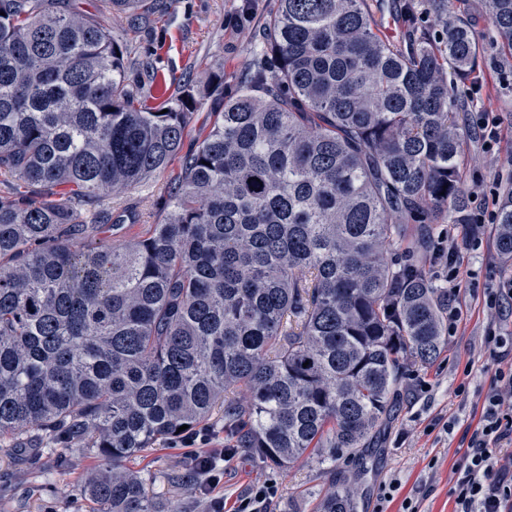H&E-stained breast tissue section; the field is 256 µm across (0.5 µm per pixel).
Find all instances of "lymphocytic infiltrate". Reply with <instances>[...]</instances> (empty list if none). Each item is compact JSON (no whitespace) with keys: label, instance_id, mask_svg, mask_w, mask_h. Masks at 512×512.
I'll use <instances>...</instances> for the list:
<instances>
[{"label":"lymphocytic infiltrate","instance_id":"lymphocytic-infiltrate-1","mask_svg":"<svg viewBox=\"0 0 512 512\" xmlns=\"http://www.w3.org/2000/svg\"><path fill=\"white\" fill-rule=\"evenodd\" d=\"M484 343L498 367L476 427L464 430L460 440L464 450L454 469L453 512H512V462L500 456L503 443L512 442V351L505 349L493 327L487 329ZM212 440L210 431L202 429L185 435L180 445L200 478L204 512H224L223 500L211 495L224 475L219 464L224 451L212 447Z\"/></svg>","mask_w":512,"mask_h":512}]
</instances>
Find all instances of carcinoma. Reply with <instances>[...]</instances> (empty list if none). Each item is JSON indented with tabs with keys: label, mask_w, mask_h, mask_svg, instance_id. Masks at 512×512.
Masks as SVG:
<instances>
[{
	"label": "carcinoma",
	"mask_w": 512,
	"mask_h": 512,
	"mask_svg": "<svg viewBox=\"0 0 512 512\" xmlns=\"http://www.w3.org/2000/svg\"><path fill=\"white\" fill-rule=\"evenodd\" d=\"M135 13L147 0H108ZM512 51V0H486ZM383 38L369 0H275L237 94L188 150L197 93L145 112L112 34L66 0H0V444L84 448L89 512H155L126 463L224 422L281 470L370 447L397 386L448 344L436 224H474L448 83L484 60L452 0ZM182 170L121 244L90 211ZM512 257V189L496 215ZM331 480L317 512H356Z\"/></svg>",
	"instance_id": "1"
}]
</instances>
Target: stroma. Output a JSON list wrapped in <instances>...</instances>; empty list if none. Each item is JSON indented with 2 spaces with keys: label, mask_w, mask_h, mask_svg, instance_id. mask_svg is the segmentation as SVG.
Here are the masks:
<instances>
[{
  "label": "stroma",
  "mask_w": 512,
  "mask_h": 512,
  "mask_svg": "<svg viewBox=\"0 0 512 512\" xmlns=\"http://www.w3.org/2000/svg\"><path fill=\"white\" fill-rule=\"evenodd\" d=\"M70 2L78 11L95 15L123 47L127 77L138 87L144 111L158 110L163 98L174 97L178 83L201 84L209 75L223 74L221 92L198 99L186 131L190 141L210 128L215 108L235 94L255 49V32L273 7V0H150L152 21L134 33L130 17L112 11L107 0ZM485 56L472 78L457 88L494 124L496 134L486 141L469 136L463 143L464 187L484 231L478 247L461 250V280L454 294L460 311L456 332L434 363L400 385L396 408L382 426L376 448L363 459L337 461V480L353 481L360 488L357 512H374L380 505L386 512H402L408 499L419 512H450L454 452L464 428L476 425L496 369L483 340L495 316L486 304L487 290L506 268L496 247L495 213L505 185L512 183V55L489 40ZM180 173V160H172L159 175L120 195H105L101 204L116 212H136L137 221L124 233L145 235L150 225L160 223L163 201ZM461 385L467 388L463 399L455 395ZM452 415L459 419L453 433L433 428L436 418ZM183 454V449L168 445L148 448L130 466L144 476L158 506L202 512ZM97 464V458L80 448L55 453L0 449V512H87L81 479ZM270 479L279 487L270 512H315L328 487L318 459L282 471L260 467L240 452L225 463L224 483L217 490L225 512H233L254 485Z\"/></svg>",
  "instance_id": "1"
}]
</instances>
